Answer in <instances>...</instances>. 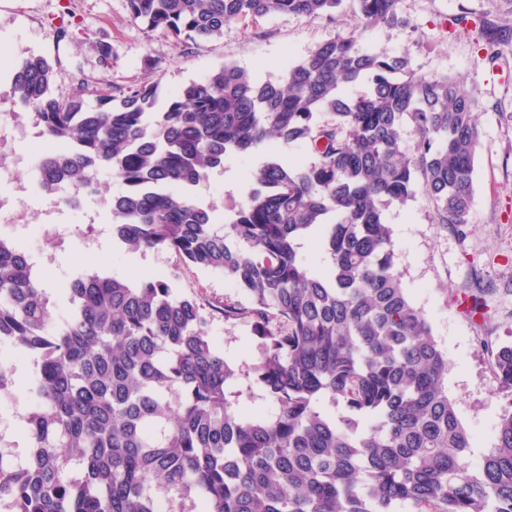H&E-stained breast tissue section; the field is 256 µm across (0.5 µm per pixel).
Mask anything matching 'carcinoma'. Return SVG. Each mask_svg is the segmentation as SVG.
I'll return each mask as SVG.
<instances>
[{"instance_id":"1","label":"carcinoma","mask_w":512,"mask_h":512,"mask_svg":"<svg viewBox=\"0 0 512 512\" xmlns=\"http://www.w3.org/2000/svg\"><path fill=\"white\" fill-rule=\"evenodd\" d=\"M352 3L367 28L401 21L400 0ZM127 4L133 22L186 44L272 13L333 19L344 0ZM481 31L492 46L512 40L487 18ZM58 79L39 56L13 76L52 144L37 160L41 189L66 186L77 205L112 170L126 187L112 198V233L127 252L172 250L248 303L178 295L176 269L80 274L52 327L45 279L0 238V392L25 382L14 362L34 356L39 400L23 418L26 461L12 465L0 448V512H512V343L480 327L504 405L496 444L473 467L445 386L448 354L400 284L385 221L422 194L435 223L467 238L478 116L458 78L418 74L350 34L276 83L223 65L159 112L157 80L115 104L86 80L59 98ZM295 142L312 160L278 156L276 144ZM259 146L269 153L246 176V200L215 224L192 189ZM312 237L327 257L319 271L302 256ZM216 318L251 325L260 353L246 369L210 335ZM242 378L275 410L242 403ZM326 400L345 413L323 410Z\"/></svg>"}]
</instances>
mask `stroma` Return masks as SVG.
Listing matches in <instances>:
<instances>
[{
  "instance_id": "stroma-1",
  "label": "stroma",
  "mask_w": 512,
  "mask_h": 512,
  "mask_svg": "<svg viewBox=\"0 0 512 512\" xmlns=\"http://www.w3.org/2000/svg\"><path fill=\"white\" fill-rule=\"evenodd\" d=\"M512 27V0H401V24L361 28L351 9L336 19L272 14L232 24L223 38L178 44L162 32L133 23L126 0H0V56L17 62L29 56L48 60L60 73L54 87L67 96L73 83L108 78L114 99L144 79L159 81L167 99L189 81H199L225 64L275 81L286 63L306 57L319 44L339 35H355L363 49L407 56L420 74L462 77L478 114L479 144L473 182L470 230L458 240L433 223L424 196L407 207L389 208L395 269L414 304L429 321L433 336L448 354L446 385L459 417L472 435L471 462L496 443L495 425L503 400L477 336L488 330L512 342V46L488 61L474 27L456 25L460 9ZM111 49L101 60L97 47ZM16 112L18 123L0 129V197L11 210L0 215V237L19 242L41 261L58 288L77 273L125 275L134 271L179 268L178 292L211 301L247 295L217 273L184 265L170 250L129 253L112 236L110 204L122 190L119 179L101 171L98 191L81 207L70 208L62 194L41 191L32 176L45 142L36 118L22 107L11 76L0 77V113ZM226 172L215 171L194 190L224 222V204L236 197L233 180L254 169L253 156L230 157ZM483 288L485 327L464 311L468 288ZM210 334L235 362L259 354L249 324L215 319Z\"/></svg>"
}]
</instances>
